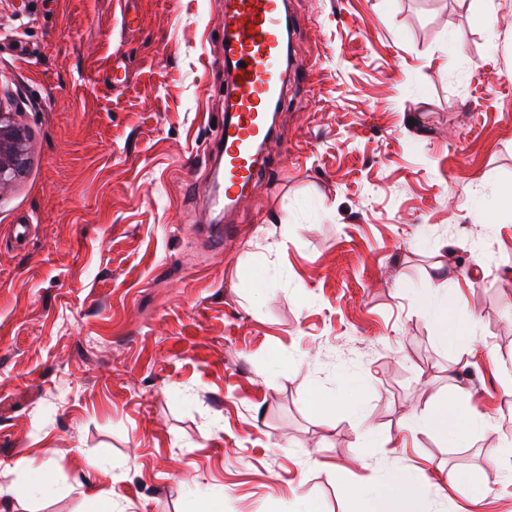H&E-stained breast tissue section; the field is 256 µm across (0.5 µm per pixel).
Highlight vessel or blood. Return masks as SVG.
Instances as JSON below:
<instances>
[{
    "label": "vessel or blood",
    "instance_id": "obj_1",
    "mask_svg": "<svg viewBox=\"0 0 512 512\" xmlns=\"http://www.w3.org/2000/svg\"><path fill=\"white\" fill-rule=\"evenodd\" d=\"M287 16L285 0H234L224 13V68L235 95L217 154L224 161L229 208L238 206L244 187L258 175L255 146L267 138L266 112L283 94Z\"/></svg>",
    "mask_w": 512,
    "mask_h": 512
}]
</instances>
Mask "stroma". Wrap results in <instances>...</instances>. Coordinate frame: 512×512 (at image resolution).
<instances>
[{
  "mask_svg": "<svg viewBox=\"0 0 512 512\" xmlns=\"http://www.w3.org/2000/svg\"><path fill=\"white\" fill-rule=\"evenodd\" d=\"M288 5L274 170L219 244L225 0H0L30 134L0 195V482L31 457L56 483L23 512H353L402 470L425 512H512V0ZM429 288L471 336L445 344ZM462 389L485 432H410Z\"/></svg>",
  "mask_w": 512,
  "mask_h": 512,
  "instance_id": "35a3bbf8",
  "label": "stroma"
}]
</instances>
